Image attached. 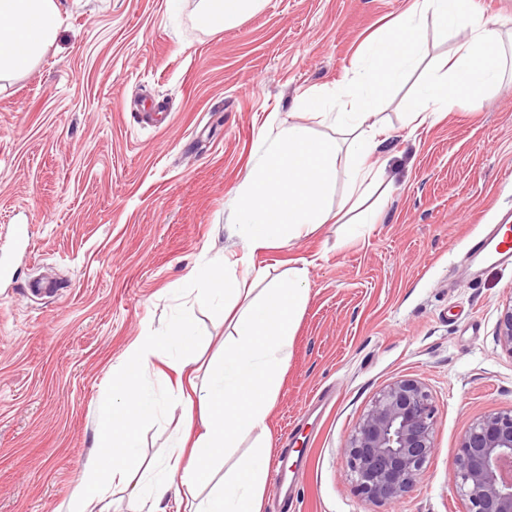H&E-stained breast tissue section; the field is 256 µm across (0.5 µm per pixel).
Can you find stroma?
<instances>
[{
	"instance_id": "obj_1",
	"label": "stroma",
	"mask_w": 512,
	"mask_h": 512,
	"mask_svg": "<svg viewBox=\"0 0 512 512\" xmlns=\"http://www.w3.org/2000/svg\"><path fill=\"white\" fill-rule=\"evenodd\" d=\"M412 0H267L223 31L196 28L198 0H56V42L0 90V512H66L95 453V402L125 349L185 307L190 273L235 251L238 186L305 93L347 84L361 47ZM415 78L376 118L387 192L369 235L322 225L257 252L268 277L309 260L310 297L269 420L270 470L292 474L290 512H468L452 478L461 435L512 407V353L495 342L512 266L459 270L472 235L512 211V63L482 104L411 130ZM31 227L16 250L12 227ZM56 281L52 294L36 280ZM189 317L222 352L218 314ZM423 382L435 453L392 505L358 493L342 453L379 392ZM182 421L139 431L155 462Z\"/></svg>"
}]
</instances>
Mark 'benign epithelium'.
<instances>
[{"mask_svg": "<svg viewBox=\"0 0 512 512\" xmlns=\"http://www.w3.org/2000/svg\"><path fill=\"white\" fill-rule=\"evenodd\" d=\"M496 342L512 354V299L498 320ZM437 427L424 383L405 378L385 387L344 446L360 493L386 504L411 491L435 451ZM453 479L469 512H512V408L473 420L459 440Z\"/></svg>", "mask_w": 512, "mask_h": 512, "instance_id": "7a95c632", "label": "benign epithelium"}]
</instances>
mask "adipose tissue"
Segmentation results:
<instances>
[{
    "label": "adipose tissue",
    "mask_w": 512,
    "mask_h": 512,
    "mask_svg": "<svg viewBox=\"0 0 512 512\" xmlns=\"http://www.w3.org/2000/svg\"><path fill=\"white\" fill-rule=\"evenodd\" d=\"M194 22L205 30L234 26L259 12L265 0H200ZM433 16L439 26L465 31L454 55L428 70L414 96L408 121L421 126L434 114L475 106L499 79L503 49L498 36L473 13L470 0H414L387 32L371 39L348 88L341 93L302 96L297 107L313 115L329 111L347 149L318 139L303 123L282 120L276 135L236 190L230 223L241 254L197 269L193 303L218 308L229 321L224 352L197 380L200 346L190 322L179 319L160 336L132 342L96 401L97 455L73 492L67 512H107V499L142 467L137 432L167 408L182 411V427L165 449L160 476L151 488L148 512H165L168 496L207 487L189 512H262L267 489L268 419L280 394L289 348L309 299L308 269L292 265L284 278L268 283L252 264L256 252L292 246L334 219L332 198L338 179L346 201L358 209L356 225L370 229L377 219L368 199L382 185L386 161L365 123L384 96L398 86L423 56L420 21ZM55 0H0V79L32 69L59 34ZM178 380L162 391L145 382L157 362ZM252 438L250 451L218 472L226 449Z\"/></svg>",
    "instance_id": "obj_1"
}]
</instances>
